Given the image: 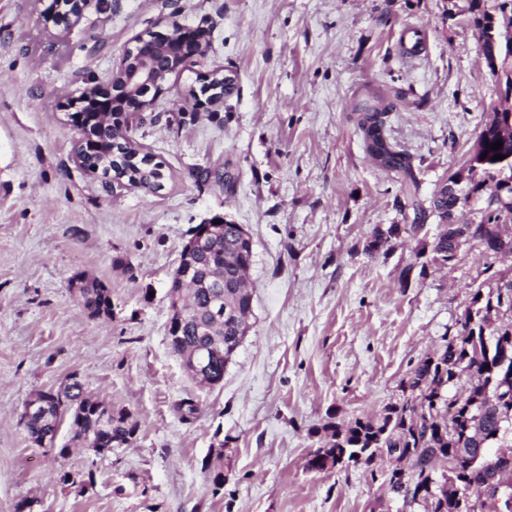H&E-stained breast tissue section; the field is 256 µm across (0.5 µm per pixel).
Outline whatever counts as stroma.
I'll list each match as a JSON object with an SVG mask.
<instances>
[{
  "label": "stroma",
  "instance_id": "35a3bbf8",
  "mask_svg": "<svg viewBox=\"0 0 512 512\" xmlns=\"http://www.w3.org/2000/svg\"><path fill=\"white\" fill-rule=\"evenodd\" d=\"M50 2L0 0V512H387L382 465L307 462L327 423L401 401L473 288L512 274V254L473 242L447 263L428 250L431 197L502 100L472 0H90L69 31ZM173 17L209 48L129 130L162 187L106 191L75 158L65 104ZM224 67L235 93L197 108L199 75ZM373 91L393 104L385 135L410 158L417 200L364 150L356 116ZM419 208L417 236L368 251ZM216 216L252 238L253 315L223 382L202 388L169 349V282L191 229ZM78 274L111 288L110 317L80 305ZM72 375L131 414L133 442L97 457L30 441L26 401ZM184 399L198 407L187 421Z\"/></svg>",
  "mask_w": 512,
  "mask_h": 512
}]
</instances>
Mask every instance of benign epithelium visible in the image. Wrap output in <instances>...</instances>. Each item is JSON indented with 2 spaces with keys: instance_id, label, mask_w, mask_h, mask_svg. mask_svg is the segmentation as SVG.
<instances>
[{
  "instance_id": "obj_1",
  "label": "benign epithelium",
  "mask_w": 512,
  "mask_h": 512,
  "mask_svg": "<svg viewBox=\"0 0 512 512\" xmlns=\"http://www.w3.org/2000/svg\"><path fill=\"white\" fill-rule=\"evenodd\" d=\"M88 0H54L51 7L56 25L69 30L83 18ZM207 55L203 30L180 23L168 22L165 33H147L133 40L126 49L120 68L105 83L91 81L82 93L67 101L76 110L72 121L79 131L77 158L83 160L87 143L95 142L94 134L81 120L89 110L98 119V129L111 136V149L101 166L96 168L105 178L104 186L129 190L156 191L162 188L163 173L151 154L137 150V155H125L126 146L133 145L128 135L130 118L149 110L156 98L165 91L172 75L194 66ZM202 89L209 93L196 100L199 105H216L224 101L223 92H233L236 75L231 69L217 68L200 76Z\"/></svg>"
}]
</instances>
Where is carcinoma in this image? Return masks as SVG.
<instances>
[{
	"label": "carcinoma",
	"instance_id": "1",
	"mask_svg": "<svg viewBox=\"0 0 512 512\" xmlns=\"http://www.w3.org/2000/svg\"><path fill=\"white\" fill-rule=\"evenodd\" d=\"M484 0H473L477 14L473 23L483 33L485 59L497 60L491 72H501L504 88L512 85V49L496 39L498 28H512V0H494L485 7ZM388 106L382 101L367 105L358 117L366 151L381 166L400 170L402 184L410 198L418 195L419 184L412 175L409 160L396 151L384 136ZM499 150L491 149L496 141ZM497 154L502 160H493ZM456 188L461 204L479 198L484 185L505 173L512 177V131H504L491 119L478 137L463 168ZM454 199L434 193L431 211L443 229L434 237L432 252L444 262L456 258L455 241L448 237L449 208ZM512 222V206L491 209L480 224H459L463 242L487 241L492 246L505 238L512 253V235L504 230ZM253 242L243 236L239 224H223L212 240L209 254L185 264L199 287L188 290L177 276L170 281V317L172 336L169 348L189 367L194 350L217 348L219 356L210 365L209 375L197 381L201 386H215L224 380V365L231 362L243 341L239 333L248 327L252 315L251 289L245 287L252 263ZM75 297L92 317L110 315L112 289L96 278L86 277ZM512 317V296L507 288L478 287L471 293L469 305L456 334L443 337V344L420 360L403 381L410 394L403 401L390 404L375 417L356 418L344 427L327 424L330 439L312 453L308 467L323 471L336 467V457L346 455L348 466H370L376 455L386 453L387 462L405 473V483L416 493L407 502L406 512H479L487 495L484 490L487 468L493 459L492 445L512 434V323L504 326L493 319ZM469 386L448 395L462 376ZM64 396L74 403L72 438L96 456L131 443L138 425L125 409L104 415L108 404L93 398L83 385L73 383ZM57 427L55 405L29 417L25 430L30 440ZM498 501L494 512H512V471L500 476Z\"/></svg>",
	"mask_w": 512,
	"mask_h": 512
}]
</instances>
